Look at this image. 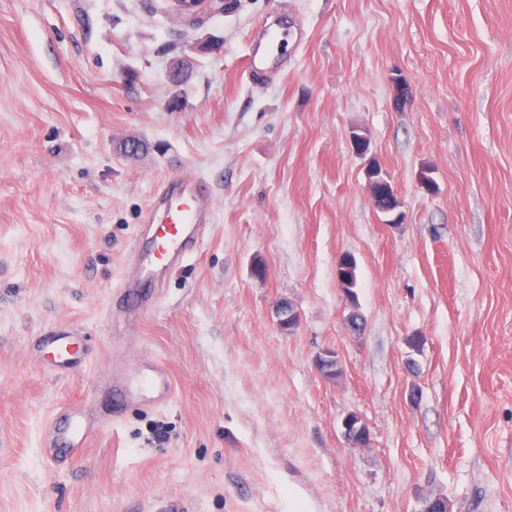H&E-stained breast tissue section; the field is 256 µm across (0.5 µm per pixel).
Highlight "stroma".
Wrapping results in <instances>:
<instances>
[{
  "mask_svg": "<svg viewBox=\"0 0 512 512\" xmlns=\"http://www.w3.org/2000/svg\"><path fill=\"white\" fill-rule=\"evenodd\" d=\"M285 15L304 40L253 83L250 38ZM202 41L220 52L189 55ZM190 175L215 190L198 254L140 320L104 316L158 180ZM59 325L83 337L67 374L39 345ZM151 356L170 402L113 418L112 377ZM78 397L104 428L52 461L44 434ZM349 413L367 446L344 440ZM430 495L512 512V0H234L195 21L167 0H0V512H421ZM343 436L351 447L364 445L370 439V431L367 425L356 414H348L342 420ZM352 436V437H351ZM362 439V442H356V439Z\"/></svg>",
  "mask_w": 512,
  "mask_h": 512,
  "instance_id": "35a3bbf8",
  "label": "stroma"
}]
</instances>
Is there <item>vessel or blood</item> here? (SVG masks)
Returning a JSON list of instances; mask_svg holds the SVG:
<instances>
[{"mask_svg": "<svg viewBox=\"0 0 512 512\" xmlns=\"http://www.w3.org/2000/svg\"><path fill=\"white\" fill-rule=\"evenodd\" d=\"M300 30L282 27L272 31L259 28L247 56V70L259 80L286 67V54L291 43L301 42ZM162 206L165 221L151 225L150 248L141 260L136 276L123 277L112 290V300L126 311L139 315L156 303L155 294L165 286L159 269L184 263L198 253L206 232L214 222V199L204 188L203 178L192 180L163 179L151 200ZM53 357V370L68 371L79 362V342L72 332L56 330L44 337ZM172 383L163 364L155 358L142 363L133 375L116 378L112 383L115 403L136 396L144 397L152 406L164 404L171 395ZM102 429L90 410L80 405L66 408L64 415L51 421L45 434V454L53 459L75 458L97 437Z\"/></svg>", "mask_w": 512, "mask_h": 512, "instance_id": "b4317fda", "label": "vessel or blood"}]
</instances>
